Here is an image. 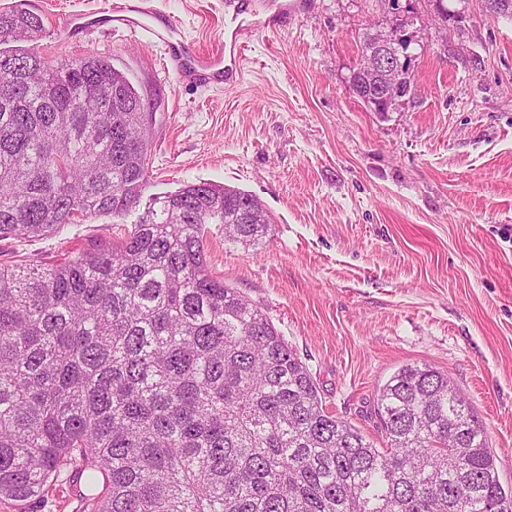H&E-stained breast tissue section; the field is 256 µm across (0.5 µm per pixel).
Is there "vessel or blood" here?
I'll return each instance as SVG.
<instances>
[{
	"mask_svg": "<svg viewBox=\"0 0 512 512\" xmlns=\"http://www.w3.org/2000/svg\"><path fill=\"white\" fill-rule=\"evenodd\" d=\"M299 7L297 0H287L280 5L273 20L264 26H256L246 18L245 6L235 7L232 15L224 20V43L213 51H200L186 44L181 28L175 20H167L163 28H156L153 20L157 9L152 0H136L135 4L116 5L106 8L104 13L78 14L70 24L76 28L90 29L108 21L115 27L130 30L141 29L166 43L165 66L179 79L203 86L220 87L236 84L244 69V45L242 36H248L257 29L265 32H278L288 20L293 19Z\"/></svg>",
	"mask_w": 512,
	"mask_h": 512,
	"instance_id": "1",
	"label": "vessel or blood"
}]
</instances>
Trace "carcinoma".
<instances>
[{"instance_id": "1", "label": "carcinoma", "mask_w": 512, "mask_h": 512, "mask_svg": "<svg viewBox=\"0 0 512 512\" xmlns=\"http://www.w3.org/2000/svg\"><path fill=\"white\" fill-rule=\"evenodd\" d=\"M43 22L0 11V238L124 216L149 178L150 103L100 55L46 61ZM208 224L268 235L253 195L207 182L153 198L120 240L0 264V499L72 466L89 512H512L487 432L448 374L376 387L379 448L328 411L264 310L213 277Z\"/></svg>"}]
</instances>
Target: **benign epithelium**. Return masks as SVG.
Wrapping results in <instances>:
<instances>
[{
    "label": "benign epithelium",
    "mask_w": 512,
    "mask_h": 512,
    "mask_svg": "<svg viewBox=\"0 0 512 512\" xmlns=\"http://www.w3.org/2000/svg\"><path fill=\"white\" fill-rule=\"evenodd\" d=\"M400 39L393 29L380 30L375 33L371 48L361 53L356 71L363 78L360 91L364 98L369 100L375 93L376 100L388 104L405 92L408 55L399 51Z\"/></svg>",
    "instance_id": "7a95c632"
}]
</instances>
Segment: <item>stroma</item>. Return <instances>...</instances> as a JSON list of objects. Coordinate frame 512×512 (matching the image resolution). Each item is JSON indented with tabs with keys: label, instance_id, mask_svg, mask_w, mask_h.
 Instances as JSON below:
<instances>
[{
	"label": "stroma",
	"instance_id": "1",
	"mask_svg": "<svg viewBox=\"0 0 512 512\" xmlns=\"http://www.w3.org/2000/svg\"><path fill=\"white\" fill-rule=\"evenodd\" d=\"M106 0H27L47 60L107 57L153 104L149 183L125 216L0 239V263L55 265L124 236L153 197L209 182L256 196L270 231L254 248L204 238L214 276L258 304L311 370L327 409L377 436L374 391L406 364L448 371L512 486V17L479 0H303L251 37L240 83L181 82L144 32L68 28ZM186 42L224 39L222 0H154ZM410 41L412 93L386 115L351 90L368 28ZM86 479L0 512H83Z\"/></svg>",
	"mask_w": 512,
	"mask_h": 512
}]
</instances>
